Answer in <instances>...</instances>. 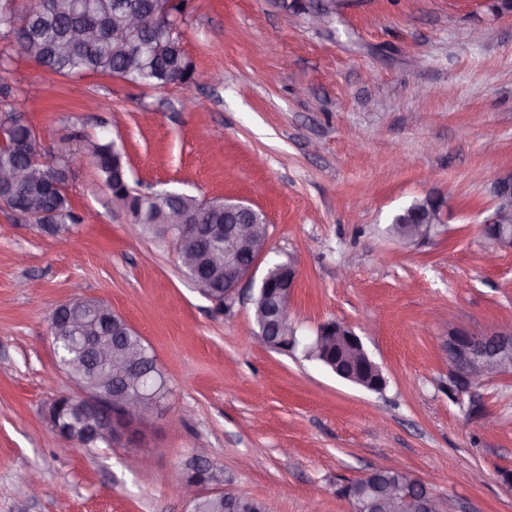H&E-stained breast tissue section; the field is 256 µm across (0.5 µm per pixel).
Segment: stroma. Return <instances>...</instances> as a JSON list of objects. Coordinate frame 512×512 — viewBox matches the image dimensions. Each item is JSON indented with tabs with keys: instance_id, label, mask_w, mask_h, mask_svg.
<instances>
[{
	"instance_id": "1",
	"label": "stroma",
	"mask_w": 512,
	"mask_h": 512,
	"mask_svg": "<svg viewBox=\"0 0 512 512\" xmlns=\"http://www.w3.org/2000/svg\"><path fill=\"white\" fill-rule=\"evenodd\" d=\"M192 0L183 26L196 106L175 86L0 73L44 145L104 137L131 185L236 197L263 210L269 252L297 259L289 305L303 344L350 326L388 380L342 381L300 349L255 336L250 285L220 309L142 232L93 167L69 195L78 248L0 211V512H189L174 486L207 449L223 487L268 512H351L337 485L398 467L462 512H512V374L450 392L454 326L512 322V252L485 255L493 184L512 171V9L502 0ZM444 222L402 245L385 227L415 199ZM110 303L153 348L170 393L121 443L61 444L50 403L78 395L56 367L48 316L72 297ZM34 472L44 492L19 476Z\"/></svg>"
}]
</instances>
